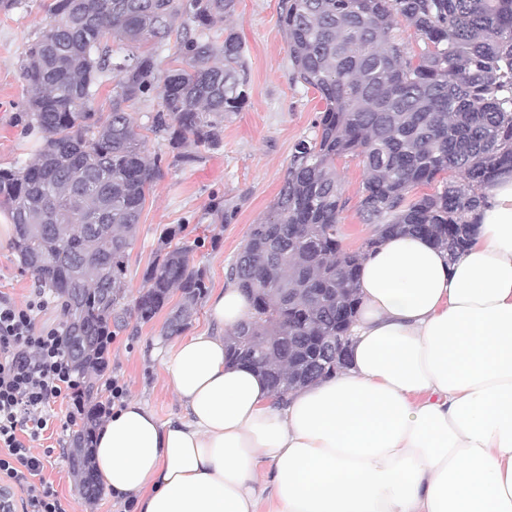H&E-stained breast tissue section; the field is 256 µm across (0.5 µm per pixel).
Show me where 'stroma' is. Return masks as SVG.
Returning <instances> with one entry per match:
<instances>
[{"label": "stroma", "instance_id": "stroma-1", "mask_svg": "<svg viewBox=\"0 0 512 512\" xmlns=\"http://www.w3.org/2000/svg\"><path fill=\"white\" fill-rule=\"evenodd\" d=\"M21 8L0 12V166L20 165L39 146L37 133L26 131L23 111L26 89L19 78L22 53L49 15L55 0H22ZM232 28L245 50L250 76L249 100L242 112L224 123L220 149L207 152L203 162L190 166L172 163L167 142L150 140L149 157H162L164 175L147 194L127 272L126 307H133L142 288L146 269L155 258L159 237L168 227L181 224L188 239L198 245L190 263L205 274L209 291L222 288L229 265L245 244L253 224L270 211L288 169L293 144L314 133L313 123L323 103L314 90L296 84L291 76L288 44L279 21L278 0H238L236 11L213 34ZM344 194L351 204L341 215L343 243L355 249L370 236L371 225L362 223L354 206L364 180L360 160L336 162ZM234 207L236 217L224 223L214 204ZM38 282L24 270L12 246L0 247V296L16 304L32 298ZM180 302L172 294L149 322L128 315L121 328L113 329L105 377L118 379L127 396L145 402L160 419L181 408L163 383L164 371L154 347L171 348L175 337L164 335L166 320ZM40 440L36 453H47L45 476L70 502L71 512H121L123 503L102 491L95 503H87L72 475V432L62 431L64 405Z\"/></svg>", "mask_w": 512, "mask_h": 512}]
</instances>
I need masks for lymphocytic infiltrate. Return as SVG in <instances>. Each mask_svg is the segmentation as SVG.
<instances>
[{"mask_svg":"<svg viewBox=\"0 0 512 512\" xmlns=\"http://www.w3.org/2000/svg\"><path fill=\"white\" fill-rule=\"evenodd\" d=\"M49 306L41 289L22 306L0 299V484L19 491L21 512H68L29 443L48 428L56 401L66 403L65 426L85 417L64 331L39 321Z\"/></svg>","mask_w":512,"mask_h":512,"instance_id":"1","label":"lymphocytic infiltrate"}]
</instances>
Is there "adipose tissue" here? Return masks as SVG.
Returning a JSON list of instances; mask_svg holds the SVG:
<instances>
[{
	"mask_svg": "<svg viewBox=\"0 0 512 512\" xmlns=\"http://www.w3.org/2000/svg\"><path fill=\"white\" fill-rule=\"evenodd\" d=\"M477 221L455 259L386 236L359 268L346 368L280 401L226 358L247 297L213 293L211 326L163 362L180 414L116 409L101 483L137 512H512V173Z\"/></svg>",
	"mask_w": 512,
	"mask_h": 512,
	"instance_id": "1",
	"label": "adipose tissue"
}]
</instances>
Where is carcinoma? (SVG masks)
Listing matches in <instances>:
<instances>
[{
	"label": "carcinoma",
	"mask_w": 512,
	"mask_h": 512,
	"mask_svg": "<svg viewBox=\"0 0 512 512\" xmlns=\"http://www.w3.org/2000/svg\"><path fill=\"white\" fill-rule=\"evenodd\" d=\"M237 0H56L50 21L24 51V111L43 144L24 166L0 168V208L15 225L14 249L42 286L63 298L65 349L88 387L96 352L124 319L130 250L146 194L163 176L148 135L168 142L172 163L217 150L224 121L249 100L242 42L231 29L207 34ZM292 80L319 93L313 137L293 146L277 199L252 225L227 279L250 302L224 333L229 360L253 367L282 398L336 371L348 335L336 310L358 305L364 254L393 233L421 232L454 259L468 246L484 190L512 170V0H279ZM180 27H175V23ZM403 24L420 49L395 35ZM175 39L180 68L162 70L141 44ZM128 46L115 56L110 42ZM115 79L112 111L94 102L101 77ZM159 109L136 124L124 104L151 95ZM192 145L195 150L188 151ZM361 160L357 213L373 226L343 245L344 196L336 160ZM433 187L417 193L416 189ZM185 227L168 230L135 301L148 322L175 290V335L207 291L190 266ZM82 265L87 273L73 276ZM89 456L71 467L85 499Z\"/></svg>",
	"instance_id": "carcinoma-1"
}]
</instances>
